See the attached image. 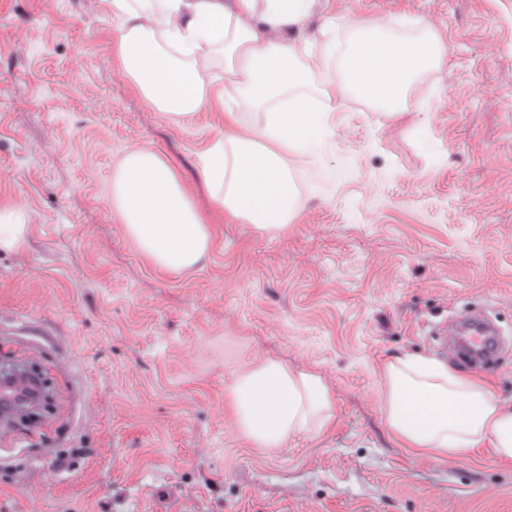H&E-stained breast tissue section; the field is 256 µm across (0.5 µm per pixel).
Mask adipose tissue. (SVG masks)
I'll return each mask as SVG.
<instances>
[{
    "instance_id": "obj_1",
    "label": "adipose tissue",
    "mask_w": 512,
    "mask_h": 512,
    "mask_svg": "<svg viewBox=\"0 0 512 512\" xmlns=\"http://www.w3.org/2000/svg\"><path fill=\"white\" fill-rule=\"evenodd\" d=\"M118 21L121 74L158 111L177 118L222 103L206 60L264 122L255 136L217 138L200 176L214 205L261 231L287 225L298 191L292 154H309L331 129L336 102L356 98L391 114L406 110L414 86L444 63L431 22L341 18V37L321 57L288 38L315 0H108ZM112 203L129 237L157 267L183 272L207 255L210 233L177 174L154 151L129 150L112 175ZM386 421L411 448L447 458L483 445L512 461V406L484 385L422 355L398 357L384 370ZM237 423L259 448L324 426L331 398L321 376L269 359L233 386Z\"/></svg>"
}]
</instances>
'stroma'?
<instances>
[{
  "mask_svg": "<svg viewBox=\"0 0 512 512\" xmlns=\"http://www.w3.org/2000/svg\"><path fill=\"white\" fill-rule=\"evenodd\" d=\"M341 15L425 16L444 64L400 115L343 100L295 165L288 226L263 232L197 177L261 114L157 111L119 74L105 0H0V211L26 224L0 252V362L36 359L51 392L0 436V512H512V462L406 447L382 376L398 356L448 362L431 324L485 305L506 349L453 368L512 404V0H316L293 37L320 49ZM134 146L204 215L202 266L158 268L128 236L112 169ZM268 359L332 399L324 429L279 448L235 420L236 378Z\"/></svg>",
  "mask_w": 512,
  "mask_h": 512,
  "instance_id": "stroma-1",
  "label": "stroma"
}]
</instances>
